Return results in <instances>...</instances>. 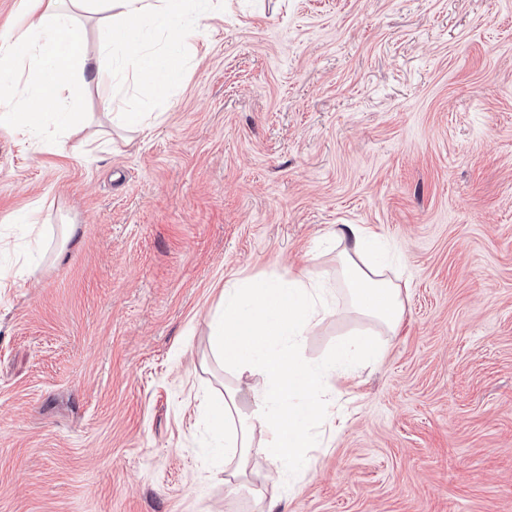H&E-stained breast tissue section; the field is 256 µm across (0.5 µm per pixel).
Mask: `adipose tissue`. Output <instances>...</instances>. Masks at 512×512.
Masks as SVG:
<instances>
[{
  "label": "adipose tissue",
  "mask_w": 512,
  "mask_h": 512,
  "mask_svg": "<svg viewBox=\"0 0 512 512\" xmlns=\"http://www.w3.org/2000/svg\"><path fill=\"white\" fill-rule=\"evenodd\" d=\"M190 0H21L20 13L36 19L35 30L0 39V129L38 134L47 115L72 128L71 107L89 84L101 88L102 105L112 106V84L131 72L156 97H167L180 81L184 65L174 54L147 53L138 37L146 26L165 27L172 42L193 32L184 16ZM107 15L97 54L86 50L77 12ZM340 248L337 280L359 315L396 333L403 320L400 286L372 256L374 243L359 224L336 227ZM334 289L302 270L288 281L259 278L224 289L223 311L213 324L211 349L229 370H257L259 382L247 384L249 410L239 406V391L226 388L217 414L224 430V485L237 492L247 484L254 456L263 454L295 471L305 466L307 434L320 413H333L323 399L326 386L348 379L354 357L378 358L380 346L369 338L345 337L332 358L306 363L299 353L304 336L332 316Z\"/></svg>",
  "instance_id": "adipose-tissue-1"
}]
</instances>
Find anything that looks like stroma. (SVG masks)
<instances>
[{
    "instance_id": "35a3bbf8",
    "label": "stroma",
    "mask_w": 512,
    "mask_h": 512,
    "mask_svg": "<svg viewBox=\"0 0 512 512\" xmlns=\"http://www.w3.org/2000/svg\"><path fill=\"white\" fill-rule=\"evenodd\" d=\"M159 99L88 87L74 140L0 130V512H512V0H223ZM155 112L147 130L120 112ZM43 200L39 235L15 223ZM340 224L402 275L300 477L226 495L209 335L226 283L336 279ZM306 336L328 358L367 330Z\"/></svg>"
}]
</instances>
